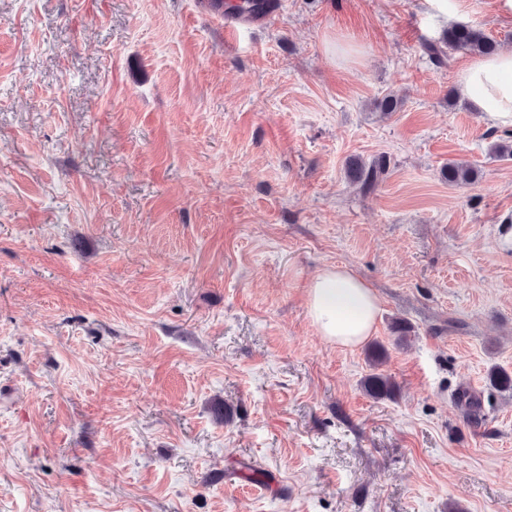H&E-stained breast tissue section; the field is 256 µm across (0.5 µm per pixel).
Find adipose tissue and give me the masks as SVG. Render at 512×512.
<instances>
[{
  "mask_svg": "<svg viewBox=\"0 0 512 512\" xmlns=\"http://www.w3.org/2000/svg\"><path fill=\"white\" fill-rule=\"evenodd\" d=\"M459 88L490 125H512V51L475 57L460 72ZM306 302L318 335L343 348L364 342L380 311L372 288L345 265L327 267L316 276Z\"/></svg>",
  "mask_w": 512,
  "mask_h": 512,
  "instance_id": "1",
  "label": "adipose tissue"
}]
</instances>
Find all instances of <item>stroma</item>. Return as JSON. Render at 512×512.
<instances>
[{
  "label": "stroma",
  "mask_w": 512,
  "mask_h": 512,
  "mask_svg": "<svg viewBox=\"0 0 512 512\" xmlns=\"http://www.w3.org/2000/svg\"><path fill=\"white\" fill-rule=\"evenodd\" d=\"M457 19L512 49L500 0ZM446 26L424 0H280L230 38L211 0H0V512H512L487 380L512 126L460 96L469 54H423ZM380 155L363 193L345 163ZM336 264L380 299L354 349L307 313ZM374 343L394 398L361 387ZM440 173L449 185L472 184L479 177V170L466 161H449Z\"/></svg>",
  "instance_id": "stroma-1"
}]
</instances>
